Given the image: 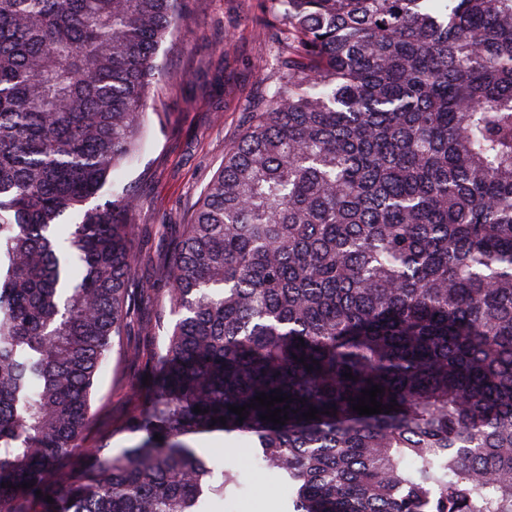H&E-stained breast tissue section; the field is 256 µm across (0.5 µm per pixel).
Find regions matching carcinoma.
I'll return each instance as SVG.
<instances>
[{
	"label": "carcinoma",
	"mask_w": 512,
	"mask_h": 512,
	"mask_svg": "<svg viewBox=\"0 0 512 512\" xmlns=\"http://www.w3.org/2000/svg\"><path fill=\"white\" fill-rule=\"evenodd\" d=\"M182 5L0 0V512H224L235 475L190 443L214 431L292 512H512V0H262L279 68L157 293L142 196L99 199ZM147 305L140 439L106 454L96 395ZM374 385L394 408L357 414ZM276 389L283 425L251 407Z\"/></svg>",
	"instance_id": "obj_1"
}]
</instances>
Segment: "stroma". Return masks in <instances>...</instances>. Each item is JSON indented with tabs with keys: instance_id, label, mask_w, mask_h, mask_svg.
Returning <instances> with one entry per match:
<instances>
[{
	"instance_id": "35a3bbf8",
	"label": "stroma",
	"mask_w": 512,
	"mask_h": 512,
	"mask_svg": "<svg viewBox=\"0 0 512 512\" xmlns=\"http://www.w3.org/2000/svg\"><path fill=\"white\" fill-rule=\"evenodd\" d=\"M260 11V0H188L177 32L158 52L162 80L147 108L144 148L117 180L144 198L133 222L136 247L144 255L137 277L145 287H161L149 255L178 237L225 152L239 139L248 101L270 76L265 67L269 43L255 21ZM153 318L149 308L135 319L125 359L102 379L97 395L104 408L101 423L120 419L128 410L130 390L141 376L135 350L153 336ZM195 444L236 473L234 508L284 512L283 489L255 458L239 452L238 441L218 432L198 436Z\"/></svg>"
}]
</instances>
